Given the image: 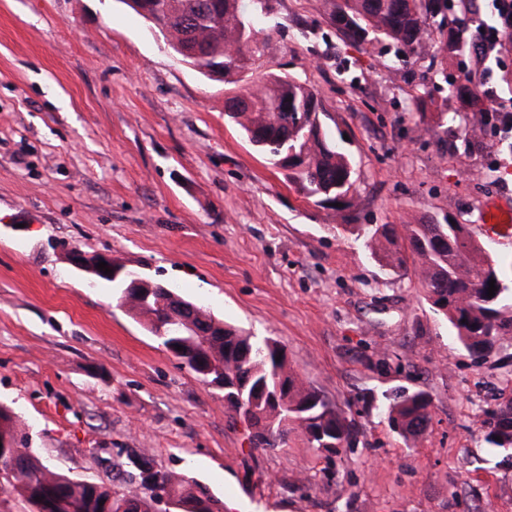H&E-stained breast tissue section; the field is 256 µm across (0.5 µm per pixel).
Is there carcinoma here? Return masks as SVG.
Segmentation results:
<instances>
[{"label":"carcinoma","mask_w":512,"mask_h":512,"mask_svg":"<svg viewBox=\"0 0 512 512\" xmlns=\"http://www.w3.org/2000/svg\"><path fill=\"white\" fill-rule=\"evenodd\" d=\"M144 18L169 47L203 76L228 85L224 112L258 143L274 167L288 172L306 196L322 207L355 200L350 160L330 138L325 115L312 89L290 74L260 73V42L248 54L242 40L258 36L256 25L270 22L263 0L254 16L244 0H121ZM337 29L355 41L386 40L403 54L422 46L430 23L453 10V0H324ZM442 59L460 58L463 39L436 45ZM479 131L509 132L491 112L473 113ZM357 239L382 267L418 260L416 276L423 297L448 321L454 337L472 356L485 357L512 340V261L490 254L464 224H381L360 228ZM497 291L488 297L489 281ZM98 285L116 290L120 305L145 324L160 345L182 347L176 358L189 372L224 397V405L243 420L253 448L267 450L287 442L297 430L314 448L351 444L353 430L344 413L288 365L284 347L273 339L254 340L206 307L171 294L176 288L153 282L145 293L122 277L100 276ZM210 329L198 335L183 329L182 319ZM281 360H276V356ZM430 396L401 391L386 408L390 426L405 440L421 434L429 422ZM485 440L512 450V396L482 421ZM500 440H495V437ZM143 493L117 488L114 480H76L39 459L26 425L0 404V490L21 497L30 512H153L156 483L187 506L185 512H221L210 490L184 474L158 471L141 454L130 457Z\"/></svg>","instance_id":"obj_1"}]
</instances>
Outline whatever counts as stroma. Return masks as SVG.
Here are the masks:
<instances>
[{
    "instance_id": "obj_1",
    "label": "stroma",
    "mask_w": 512,
    "mask_h": 512,
    "mask_svg": "<svg viewBox=\"0 0 512 512\" xmlns=\"http://www.w3.org/2000/svg\"><path fill=\"white\" fill-rule=\"evenodd\" d=\"M261 72L315 89L358 196L323 208L224 114V85L122 0H0V402L47 465L139 491L127 456L185 472L224 512H512V461L480 422L512 389V342L477 360L352 224H481L512 208V138L467 150L470 66L432 63L447 25L402 59L355 42L323 0H266ZM112 255L255 339L284 346L354 427L331 454L298 433L270 452L63 245ZM429 394L416 441L388 424L398 388Z\"/></svg>"
}]
</instances>
